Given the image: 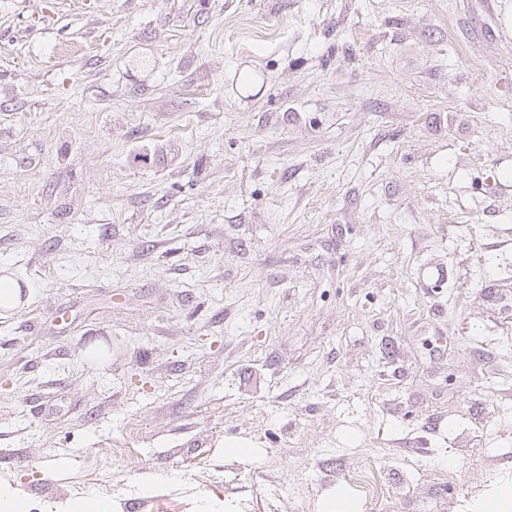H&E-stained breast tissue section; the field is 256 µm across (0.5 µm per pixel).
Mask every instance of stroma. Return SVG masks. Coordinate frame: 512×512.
<instances>
[{
    "instance_id": "obj_1",
    "label": "stroma",
    "mask_w": 512,
    "mask_h": 512,
    "mask_svg": "<svg viewBox=\"0 0 512 512\" xmlns=\"http://www.w3.org/2000/svg\"><path fill=\"white\" fill-rule=\"evenodd\" d=\"M4 275L0 477L36 503L363 512L364 475L482 512L512 0H0Z\"/></svg>"
}]
</instances>
